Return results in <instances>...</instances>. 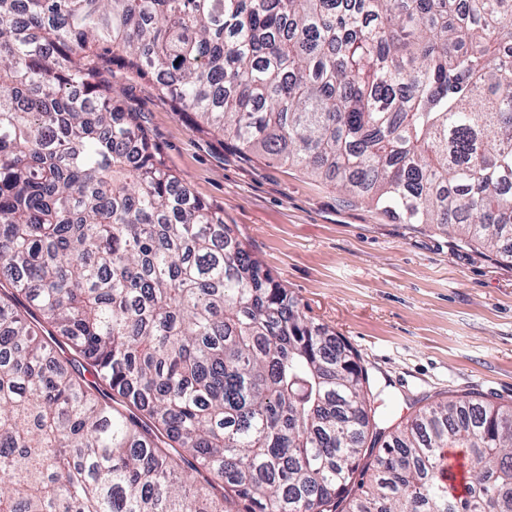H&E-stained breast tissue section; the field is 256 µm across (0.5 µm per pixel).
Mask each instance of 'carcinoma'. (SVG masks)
Here are the masks:
<instances>
[{
  "label": "carcinoma",
  "instance_id": "carcinoma-1",
  "mask_svg": "<svg viewBox=\"0 0 512 512\" xmlns=\"http://www.w3.org/2000/svg\"><path fill=\"white\" fill-rule=\"evenodd\" d=\"M117 59L512 259V0H0V512H512V407L379 427L357 351L168 168ZM441 473L445 480L460 490L464 483V470L461 466L460 457L457 453L445 449L441 460Z\"/></svg>",
  "mask_w": 512,
  "mask_h": 512
}]
</instances>
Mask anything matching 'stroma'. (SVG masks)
<instances>
[{"label":"stroma","mask_w":512,"mask_h":512,"mask_svg":"<svg viewBox=\"0 0 512 512\" xmlns=\"http://www.w3.org/2000/svg\"><path fill=\"white\" fill-rule=\"evenodd\" d=\"M113 81L167 166L223 208L307 318L359 353L382 427L462 393L512 405V263L202 131L149 79Z\"/></svg>","instance_id":"35a3bbf8"}]
</instances>
